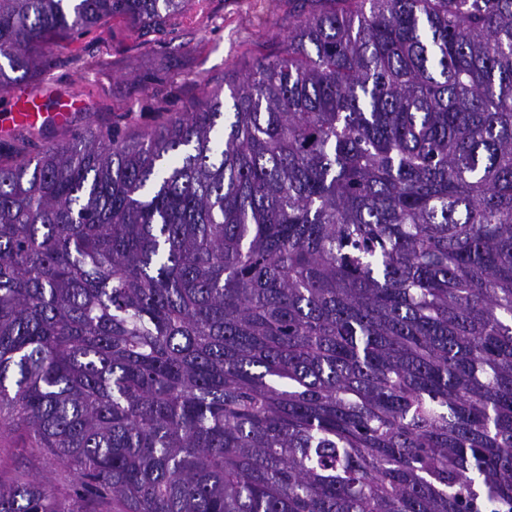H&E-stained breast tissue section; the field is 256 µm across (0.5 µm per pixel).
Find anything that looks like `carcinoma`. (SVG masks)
<instances>
[{
  "mask_svg": "<svg viewBox=\"0 0 512 512\" xmlns=\"http://www.w3.org/2000/svg\"><path fill=\"white\" fill-rule=\"evenodd\" d=\"M135 137L0 161V512H512V0H310ZM195 0H0L49 37ZM21 440L17 435L3 438L0 443V467L4 476L11 475L18 466L25 465L26 469H42V460L30 458L21 447Z\"/></svg>",
  "mask_w": 512,
  "mask_h": 512,
  "instance_id": "obj_1",
  "label": "carcinoma"
}]
</instances>
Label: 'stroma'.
Masks as SVG:
<instances>
[{"mask_svg":"<svg viewBox=\"0 0 512 512\" xmlns=\"http://www.w3.org/2000/svg\"><path fill=\"white\" fill-rule=\"evenodd\" d=\"M306 0H197L157 30L107 18L82 34L56 39L51 67L0 92V159L63 144L94 127L140 134L161 126L203 90L226 89L261 57L283 50ZM43 93L71 103L67 124L27 127L11 118L14 94Z\"/></svg>","mask_w":512,"mask_h":512,"instance_id":"1","label":"stroma"}]
</instances>
